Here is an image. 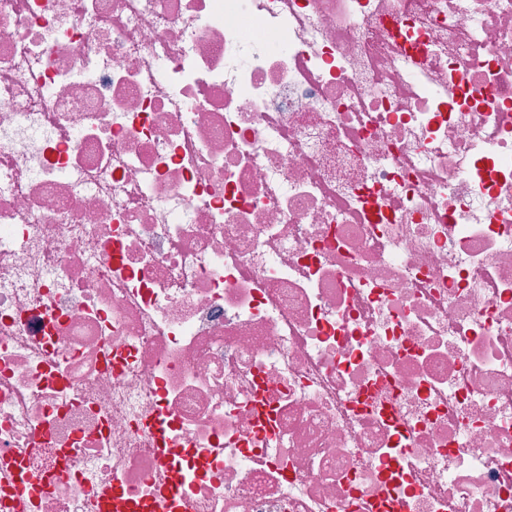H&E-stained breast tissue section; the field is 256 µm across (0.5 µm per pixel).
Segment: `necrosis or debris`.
<instances>
[{
  "label": "necrosis or debris",
  "mask_w": 512,
  "mask_h": 512,
  "mask_svg": "<svg viewBox=\"0 0 512 512\" xmlns=\"http://www.w3.org/2000/svg\"><path fill=\"white\" fill-rule=\"evenodd\" d=\"M0 512H512V0H0Z\"/></svg>",
  "instance_id": "1"
}]
</instances>
